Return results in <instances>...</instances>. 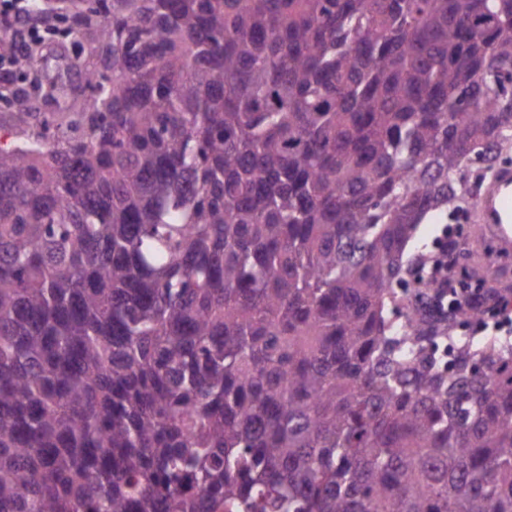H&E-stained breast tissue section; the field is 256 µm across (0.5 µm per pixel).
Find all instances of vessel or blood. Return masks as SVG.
<instances>
[{
    "instance_id": "b4317fda",
    "label": "vessel or blood",
    "mask_w": 512,
    "mask_h": 512,
    "mask_svg": "<svg viewBox=\"0 0 512 512\" xmlns=\"http://www.w3.org/2000/svg\"><path fill=\"white\" fill-rule=\"evenodd\" d=\"M477 223L497 238L501 250L512 249V167L495 168L473 207Z\"/></svg>"
}]
</instances>
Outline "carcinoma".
Instances as JSON below:
<instances>
[{"label": "carcinoma", "instance_id": "obj_1", "mask_svg": "<svg viewBox=\"0 0 512 512\" xmlns=\"http://www.w3.org/2000/svg\"><path fill=\"white\" fill-rule=\"evenodd\" d=\"M0 27V512H512V345L454 329L512 0H28ZM55 31L52 32H42L38 33L39 36L43 37L42 40H33V38L28 37L26 34L25 37L19 38L26 45L33 43H43L44 47L50 48L57 55H66L73 57L80 51V48L75 45V39L72 35L67 34L65 31V24L55 20L54 27Z\"/></svg>", "mask_w": 512, "mask_h": 512}]
</instances>
